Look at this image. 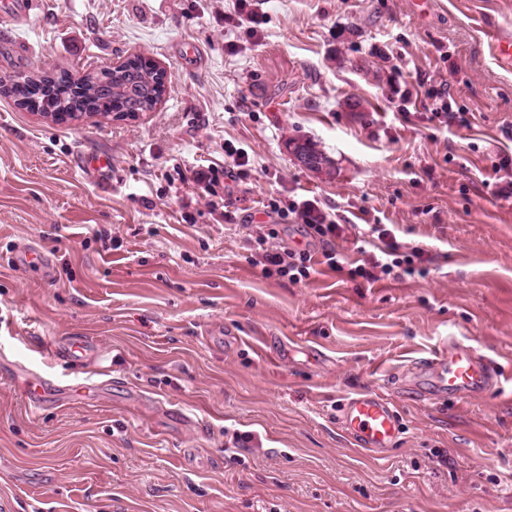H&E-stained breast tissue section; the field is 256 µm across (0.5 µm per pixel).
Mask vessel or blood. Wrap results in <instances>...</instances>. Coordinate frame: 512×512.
<instances>
[{"label": "vessel or blood", "instance_id": "1", "mask_svg": "<svg viewBox=\"0 0 512 512\" xmlns=\"http://www.w3.org/2000/svg\"><path fill=\"white\" fill-rule=\"evenodd\" d=\"M491 51L500 68L512 70L511 33L495 32ZM420 371L431 390L442 395L476 394L500 381L494 364L455 336L449 337L441 352L421 361ZM23 385L27 399L35 408L57 397L59 392L56 384L40 377L25 379ZM340 425L354 446L370 452L390 447L401 431L396 406L388 396L374 390L359 392L345 401Z\"/></svg>", "mask_w": 512, "mask_h": 512}]
</instances>
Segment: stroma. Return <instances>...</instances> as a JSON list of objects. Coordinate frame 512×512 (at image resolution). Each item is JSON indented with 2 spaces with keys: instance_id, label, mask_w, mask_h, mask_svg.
Returning <instances> with one entry per match:
<instances>
[{
  "instance_id": "stroma-1",
  "label": "stroma",
  "mask_w": 512,
  "mask_h": 512,
  "mask_svg": "<svg viewBox=\"0 0 512 512\" xmlns=\"http://www.w3.org/2000/svg\"><path fill=\"white\" fill-rule=\"evenodd\" d=\"M36 0L0 26V77L98 71L141 56L163 101L134 119L53 122L0 94V506L5 512H512V72L487 28L512 0ZM446 84L461 127L429 121ZM361 111L352 112L348 102ZM308 139L327 172L286 148ZM244 148L252 176L194 180ZM107 155L112 174L84 168ZM313 198L342 224H391L427 276L340 269L293 282L246 240L269 198ZM232 221H225V214ZM35 247L48 268L23 265ZM502 386L429 399L415 363L449 337ZM87 339L97 353L63 360ZM73 399L32 410L22 370ZM373 389L402 420L392 448L351 446L343 402ZM249 435L247 444L237 443ZM233 2V13L225 15L224 20L232 23L247 37H255L263 24V17L252 8L254 4L251 0H235Z\"/></svg>"
}]
</instances>
